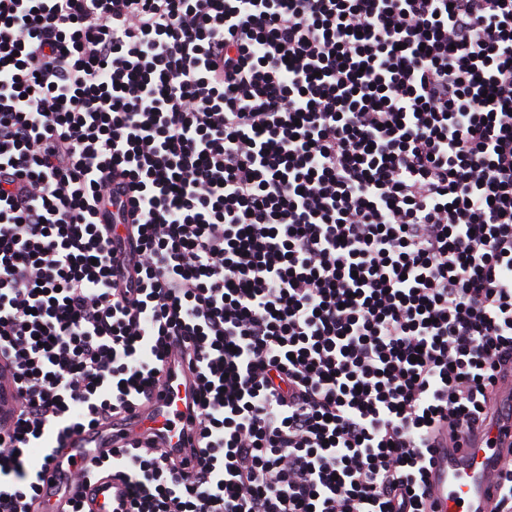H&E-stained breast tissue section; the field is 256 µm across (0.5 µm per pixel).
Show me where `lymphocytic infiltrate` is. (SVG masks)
<instances>
[{
	"mask_svg": "<svg viewBox=\"0 0 512 512\" xmlns=\"http://www.w3.org/2000/svg\"><path fill=\"white\" fill-rule=\"evenodd\" d=\"M195 375L130 512H428L512 366V0H0V512Z\"/></svg>",
	"mask_w": 512,
	"mask_h": 512,
	"instance_id": "obj_1",
	"label": "lymphocytic infiltrate"
}]
</instances>
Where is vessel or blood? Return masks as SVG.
Wrapping results in <instances>:
<instances>
[{"instance_id":"1","label":"vessel or blood","mask_w":512,"mask_h":512,"mask_svg":"<svg viewBox=\"0 0 512 512\" xmlns=\"http://www.w3.org/2000/svg\"><path fill=\"white\" fill-rule=\"evenodd\" d=\"M194 377L188 370L171 374L172 392L153 393L126 412L123 423L102 424L72 437L67 448L54 454L43 477L54 487L82 493L88 512H125L130 489L120 479L100 477L84 489L66 484L64 474L84 464L88 454H110L145 437L166 436L175 424L184 400L190 395ZM512 457V421L494 416L473 432L449 438L440 433L431 450L427 471L430 488L429 512H492L499 498L496 476Z\"/></svg>"}]
</instances>
